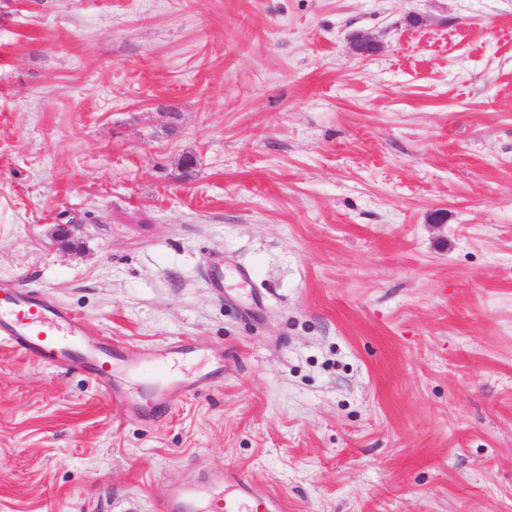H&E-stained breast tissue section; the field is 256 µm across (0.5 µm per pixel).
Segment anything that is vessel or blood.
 Segmentation results:
<instances>
[{
    "label": "vessel or blood",
    "instance_id": "b4317fda",
    "mask_svg": "<svg viewBox=\"0 0 512 512\" xmlns=\"http://www.w3.org/2000/svg\"><path fill=\"white\" fill-rule=\"evenodd\" d=\"M87 334L83 318L45 296L22 288L0 296V341L17 347L28 358L51 368L89 366L103 380L116 360L121 372H129V364L122 362L121 351L109 338L93 346L86 343ZM195 386L192 380L169 378L154 391L157 407L167 409ZM111 395L126 419H143L136 391L116 385ZM217 486L224 489V512H284L281 499L266 485L250 481L231 467L202 469L186 483L172 486L160 502V512H203L210 491Z\"/></svg>",
    "mask_w": 512,
    "mask_h": 512
}]
</instances>
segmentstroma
<instances>
[{
  "mask_svg": "<svg viewBox=\"0 0 512 512\" xmlns=\"http://www.w3.org/2000/svg\"><path fill=\"white\" fill-rule=\"evenodd\" d=\"M16 286L207 382L129 421L0 343V512H512V0H0ZM224 486L225 512H283L281 499L266 485L247 479L241 471L200 469L189 481L172 486L160 501V512H204L210 491Z\"/></svg>",
  "mask_w": 512,
  "mask_h": 512,
  "instance_id": "obj_1",
  "label": "stroma"
}]
</instances>
